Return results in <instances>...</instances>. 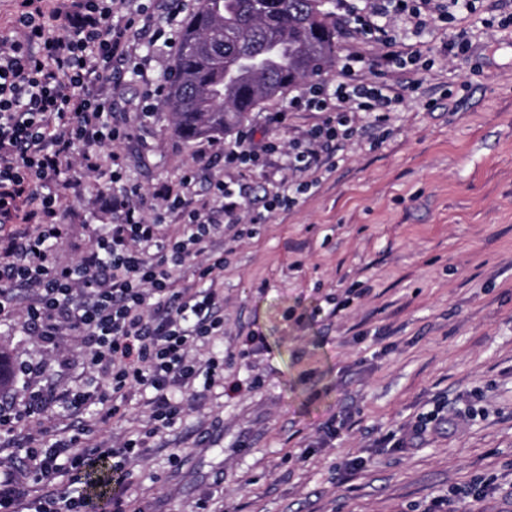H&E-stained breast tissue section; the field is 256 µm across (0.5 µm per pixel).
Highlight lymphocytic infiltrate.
Instances as JSON below:
<instances>
[{
  "instance_id": "obj_1",
  "label": "lymphocytic infiltrate",
  "mask_w": 512,
  "mask_h": 512,
  "mask_svg": "<svg viewBox=\"0 0 512 512\" xmlns=\"http://www.w3.org/2000/svg\"><path fill=\"white\" fill-rule=\"evenodd\" d=\"M12 2V17L0 28V321L13 315L14 287L30 290L21 329L41 340L47 356L22 363L27 388L21 401L0 400V433L36 426L20 446L32 480L22 484L0 471V512H19L27 500L34 512H87L83 499L61 488L60 477L108 462L132 481L134 464L162 447L195 384L207 391L224 384V352L216 347L224 339V256L214 250L224 225L221 216L191 205L193 174L183 176L181 191L155 188L150 200L162 213L152 219L138 188L124 184L112 191L117 221L105 225L78 261H53L69 218L58 189L75 167L98 170L92 147L120 138L105 74L131 58L130 31L149 7L145 0ZM50 22L58 34L48 32ZM390 101L376 87L310 85L291 108L329 118L297 146L290 168L320 169L323 154L352 136L357 114L384 111ZM277 149L246 132L225 146L224 165L257 167ZM169 213L181 218L173 232L165 222ZM201 257L205 287H178L177 272ZM64 336L78 338L83 348L84 377L72 386L61 381L71 365L60 349ZM208 343L213 351L198 358V345ZM138 393L148 409L142 431L84 438L88 410L100 422H122ZM51 404L63 410L65 427L43 421Z\"/></svg>"
}]
</instances>
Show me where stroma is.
Instances as JSON below:
<instances>
[{"label": "stroma", "mask_w": 512, "mask_h": 512, "mask_svg": "<svg viewBox=\"0 0 512 512\" xmlns=\"http://www.w3.org/2000/svg\"><path fill=\"white\" fill-rule=\"evenodd\" d=\"M473 2L418 33L392 23L387 43L338 31L337 55L354 50L370 66L344 76L334 62L322 81L386 85L397 98L385 121L358 114L312 188L262 220L257 198L291 180L292 144L325 113L272 128L264 114L301 90L266 102L247 126L279 151L228 169L218 148L232 135L185 142L167 112L143 116L131 68L114 69L124 136L98 147L99 171L77 169L63 189L68 234L54 259L78 261L111 223L115 164L146 197L190 170L194 203L216 206V178L254 197L239 213L249 235L222 244L224 386L115 495L144 512H437L491 477L494 489L456 512H512V0ZM462 30L466 52L449 55ZM393 53L418 58L413 87L385 65ZM437 413L447 425L431 424ZM332 417L351 428L326 443ZM421 424L413 447L379 443Z\"/></svg>", "instance_id": "35a3bbf8"}]
</instances>
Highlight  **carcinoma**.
<instances>
[{
    "instance_id": "carcinoma-1",
    "label": "carcinoma",
    "mask_w": 512,
    "mask_h": 512,
    "mask_svg": "<svg viewBox=\"0 0 512 512\" xmlns=\"http://www.w3.org/2000/svg\"><path fill=\"white\" fill-rule=\"evenodd\" d=\"M331 0H198L182 26L180 48L164 77L165 110L187 142L215 138L242 126L263 103L282 97L322 72L336 52ZM14 374L0 350V394ZM83 494L107 507L112 483L89 473Z\"/></svg>"
}]
</instances>
